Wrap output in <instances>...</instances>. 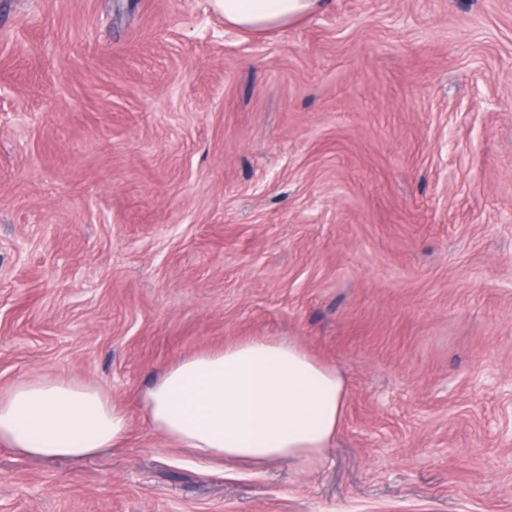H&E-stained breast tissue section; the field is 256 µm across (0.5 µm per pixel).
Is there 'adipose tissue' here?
<instances>
[{"label": "adipose tissue", "mask_w": 512, "mask_h": 512, "mask_svg": "<svg viewBox=\"0 0 512 512\" xmlns=\"http://www.w3.org/2000/svg\"><path fill=\"white\" fill-rule=\"evenodd\" d=\"M323 0H213L226 25L283 28ZM345 381L287 340L250 338L182 358L141 393L156 432L201 461L308 460L332 448ZM128 411L102 390L43 375L0 393V446L39 458L85 459L124 445Z\"/></svg>", "instance_id": "adipose-tissue-1"}]
</instances>
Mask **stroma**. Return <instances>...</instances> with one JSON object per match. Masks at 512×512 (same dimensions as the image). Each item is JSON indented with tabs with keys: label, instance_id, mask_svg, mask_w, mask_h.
<instances>
[{
	"label": "stroma",
	"instance_id": "obj_1",
	"mask_svg": "<svg viewBox=\"0 0 512 512\" xmlns=\"http://www.w3.org/2000/svg\"><path fill=\"white\" fill-rule=\"evenodd\" d=\"M290 338L334 448L203 465L138 398ZM127 409L79 462L0 450V512H512V0H0V393ZM224 15V24L251 31L288 27L299 17L317 10L325 0H212Z\"/></svg>",
	"mask_w": 512,
	"mask_h": 512
}]
</instances>
